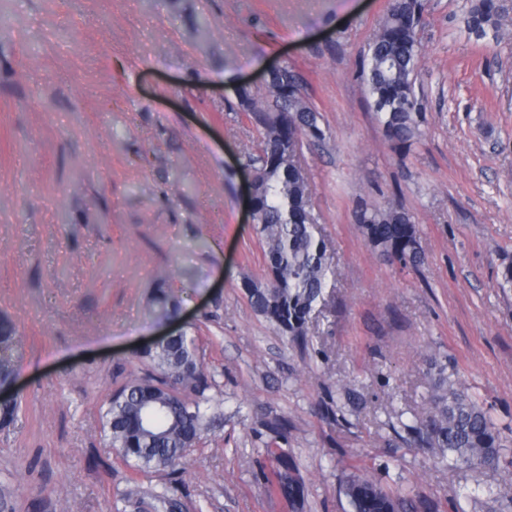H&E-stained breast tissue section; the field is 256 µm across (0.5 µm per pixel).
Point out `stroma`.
<instances>
[{"label":"stroma","instance_id":"35a3bbf8","mask_svg":"<svg viewBox=\"0 0 512 512\" xmlns=\"http://www.w3.org/2000/svg\"><path fill=\"white\" fill-rule=\"evenodd\" d=\"M499 30L468 0H423L414 76L422 134L381 132L361 77L388 0H0V316L21 336L16 422L0 429L14 512H294L263 484L266 451L302 478L301 512H349L358 470L433 512H512V0ZM287 64L320 112L304 141L311 211L335 278L303 341L251 308L266 273L238 90ZM413 213L405 267L355 222ZM181 300L148 317L157 288ZM191 327L216 419L176 467L133 471L104 439L143 345ZM457 383L503 442L497 467L422 447L435 379ZM499 0H470L466 14V25L471 33L485 35L496 29L502 9Z\"/></svg>","mask_w":512,"mask_h":512}]
</instances>
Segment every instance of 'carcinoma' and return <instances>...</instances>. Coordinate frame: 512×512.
<instances>
[{"mask_svg":"<svg viewBox=\"0 0 512 512\" xmlns=\"http://www.w3.org/2000/svg\"><path fill=\"white\" fill-rule=\"evenodd\" d=\"M421 0H390L370 45L367 84L384 137L397 150L420 135L422 112L414 91V73L421 58L418 28ZM499 0H470L466 25L484 35L496 29ZM257 133L258 151L246 152L245 165L254 170L252 200L258 218L255 232L263 244L267 276L244 281L253 310L284 338L295 344L307 335L309 321L323 300L333 273L327 244L316 232L309 211L312 188L299 162L302 138L322 139L319 113L310 103L304 80L286 65L283 75L269 80L265 95L239 93ZM365 241L381 255L415 268L424 264L415 217L400 206L365 208L356 216ZM176 297L160 288L150 304L158 318L175 310ZM19 330L0 316V387L18 371L15 348ZM150 370L113 394L102 412L103 432L110 445L137 472L169 468L183 459L185 449L199 438L207 420L201 399L209 388L195 337L183 335L140 354ZM428 415L418 432L425 447L470 467H493L501 443L487 412L463 390L438 379L426 401ZM279 464L265 490L301 498L302 481L283 463L284 452L266 449ZM342 492L351 512H415L409 501L393 495L364 474L346 476Z\"/></svg>","mask_w":512,"mask_h":512,"instance_id":"carcinoma-1","label":"carcinoma"}]
</instances>
